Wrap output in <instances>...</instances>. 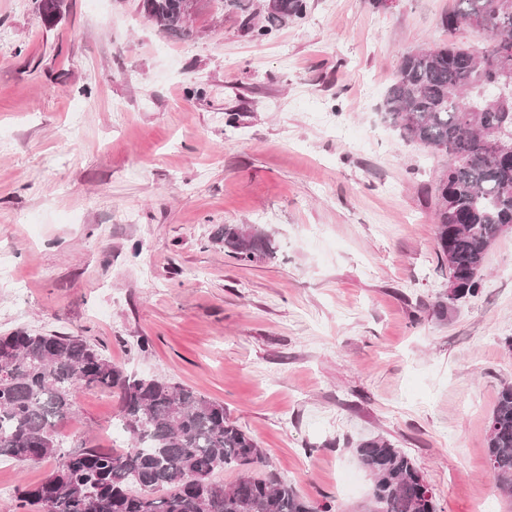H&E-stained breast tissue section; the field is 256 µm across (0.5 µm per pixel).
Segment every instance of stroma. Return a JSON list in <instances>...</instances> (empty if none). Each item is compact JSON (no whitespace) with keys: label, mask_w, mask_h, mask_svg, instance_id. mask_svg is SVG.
<instances>
[{"label":"stroma","mask_w":512,"mask_h":512,"mask_svg":"<svg viewBox=\"0 0 512 512\" xmlns=\"http://www.w3.org/2000/svg\"><path fill=\"white\" fill-rule=\"evenodd\" d=\"M139 4L63 0L47 26L35 0H0V335L80 336L222 402L333 512H361L356 446L375 436L414 460L437 512H512L486 462L512 384V234L480 293L435 316L446 159L381 110L404 53L484 34L443 26L455 0H307L261 39L224 0H200L190 37ZM224 224L264 227L275 257L238 261L212 240ZM117 405L78 393L65 449L124 447ZM58 464L1 459L0 512Z\"/></svg>","instance_id":"obj_1"}]
</instances>
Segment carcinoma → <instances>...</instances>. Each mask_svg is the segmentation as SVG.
Here are the masks:
<instances>
[{"instance_id": "carcinoma-1", "label": "carcinoma", "mask_w": 512, "mask_h": 512, "mask_svg": "<svg viewBox=\"0 0 512 512\" xmlns=\"http://www.w3.org/2000/svg\"><path fill=\"white\" fill-rule=\"evenodd\" d=\"M248 33L267 36L304 0H280L263 15L250 0H228ZM186 0H142L159 28L189 37ZM59 0H41L40 18L54 23ZM481 19L489 38L474 52L464 43L418 47L404 54L382 102L402 138L448 157L436 183L434 234L449 277L463 288L459 301L479 293L487 255L512 225V153L493 150L494 136L512 138V86L493 65L499 43L512 39V14L495 0H456L444 20ZM488 64L473 82L475 66ZM213 242L237 260L274 257L271 235L257 225L226 224ZM109 390L118 397L120 451H62L60 425L77 414L78 391ZM372 478L368 512H436L432 489L402 449L382 437L356 448ZM61 456L62 466L38 484L15 488L16 508L38 512H329L301 496L268 469L264 450L224 404L163 377H137L79 336L17 330L0 336V458L19 464ZM487 464L498 489L512 492V385L502 388L488 420ZM237 469L229 484L215 473Z\"/></svg>"}]
</instances>
